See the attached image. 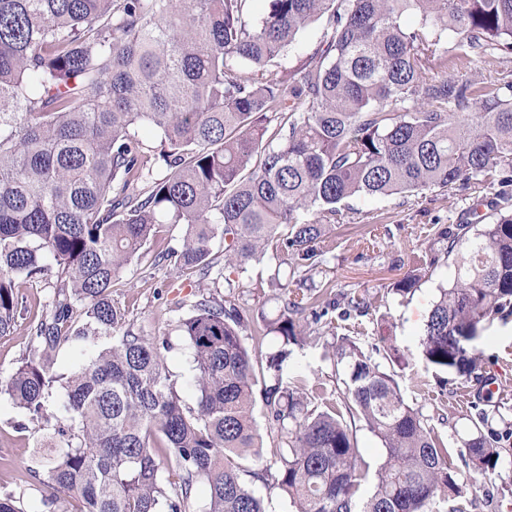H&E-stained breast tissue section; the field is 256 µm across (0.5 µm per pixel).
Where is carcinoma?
<instances>
[{
    "label": "carcinoma",
    "instance_id": "obj_1",
    "mask_svg": "<svg viewBox=\"0 0 512 512\" xmlns=\"http://www.w3.org/2000/svg\"><path fill=\"white\" fill-rule=\"evenodd\" d=\"M252 2L0 0V336L14 332L18 285L52 276L53 311L31 340L45 352L108 340L67 378L33 358L10 375L6 393L30 420H48L57 385L72 424L54 428L40 500L26 508L5 493L0 512H45L61 494L79 512H266L247 475L296 512H438L441 501L470 512L462 469L494 470L512 454L483 410L453 459L397 372L348 337L334 346L347 376L334 401L315 405L304 378L283 382L286 346L337 309L314 310L332 289L310 276L254 331L258 345L270 334L285 345L267 357V376L231 299L191 305L178 328L194 363L192 406L171 382L170 341L142 336L112 302L162 224L188 225L175 265L200 279L217 239L227 269L268 254L308 273L351 198L493 189L482 198L491 221L433 224L443 249L425 251L391 292L411 293L421 271L453 258L420 346L426 367L458 377L477 369L480 324L512 315V74L469 71L512 50V0H265L259 17ZM319 20L313 52L271 71ZM142 127L167 146L160 179ZM343 299L337 318L366 312L365 299ZM258 397L274 433L266 460ZM355 418L385 451L365 500Z\"/></svg>",
    "mask_w": 512,
    "mask_h": 512
}]
</instances>
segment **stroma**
Masks as SVG:
<instances>
[{
	"mask_svg": "<svg viewBox=\"0 0 512 512\" xmlns=\"http://www.w3.org/2000/svg\"><path fill=\"white\" fill-rule=\"evenodd\" d=\"M348 206L349 223L331 231V250L313 275L314 282H331L335 292L358 295L369 305L367 314L355 312L343 321L341 333L367 348L378 345L380 337H392L409 362L399 372L404 396L421 408L450 453L458 452L480 410L499 406L505 417L504 429L512 430V317L483 322L480 337L471 348L478 363L473 378L460 377L442 388L435 385L422 360L419 340L439 288L453 277V263H439L406 297L389 293L391 285L412 270L414 256L428 249L432 224L458 223L469 201L428 191L405 203L396 197L362 196L350 199ZM186 231L183 224L162 225L158 236L125 267L112 290V300L142 335L169 338V374L183 400L191 404L195 394L188 379L193 359L176 328L187 314V305L209 293L220 299L232 296L250 315L243 332L249 338L262 318L276 316L285 287L295 286L296 279L289 266H277L265 257L251 261L236 274L232 289L221 279L196 283L179 278L172 254L181 249ZM51 292L44 279L21 284L17 328L11 335L0 336V493L27 502L40 496L35 473L41 468L40 445L50 429L30 422L4 388L12 371L39 353L30 342V327L49 314ZM179 299L184 300V308H176ZM333 342L324 325H309L303 345L292 347L283 365L284 378L304 377L329 394L341 388L343 368L336 363ZM491 375L497 376L501 390L489 397L482 395L480 385L482 378ZM491 490L498 493L496 503L479 512H512V464L505 462L496 470L470 474L463 496L479 501Z\"/></svg>",
	"mask_w": 512,
	"mask_h": 512,
	"instance_id": "35a3bbf8",
	"label": "stroma"
}]
</instances>
